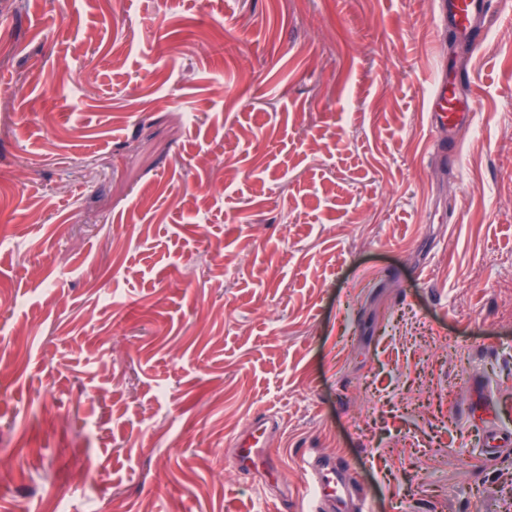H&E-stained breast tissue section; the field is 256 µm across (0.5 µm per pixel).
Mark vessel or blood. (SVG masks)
Returning <instances> with one entry per match:
<instances>
[{"label":"vessel or blood","mask_w":512,"mask_h":512,"mask_svg":"<svg viewBox=\"0 0 512 512\" xmlns=\"http://www.w3.org/2000/svg\"><path fill=\"white\" fill-rule=\"evenodd\" d=\"M438 19L441 25L451 27L459 40L475 45L484 37L489 16L484 8V0H439ZM469 115L468 99L459 95L457 87L449 84L445 75H438L433 86L428 120L441 153L456 151L451 128L458 120ZM278 427L273 417L259 416L234 439L233 458L239 475L262 476L269 486L279 483L281 471L277 460L264 446L266 434ZM509 447H512L511 433L501 434L491 430L483 439L481 455L484 460L494 461ZM306 472L312 498L309 512H324L327 505L344 503L352 498L359 501L358 512H376L369 496L357 495L340 458L308 459Z\"/></svg>","instance_id":"obj_1"}]
</instances>
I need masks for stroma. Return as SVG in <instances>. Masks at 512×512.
Here are the masks:
<instances>
[{"instance_id":"stroma-1","label":"stroma","mask_w":512,"mask_h":512,"mask_svg":"<svg viewBox=\"0 0 512 512\" xmlns=\"http://www.w3.org/2000/svg\"><path fill=\"white\" fill-rule=\"evenodd\" d=\"M0 0V512H512V0ZM466 62L456 158L429 145ZM501 418L472 416L475 394ZM281 483L240 478L259 414ZM107 467L109 482L96 480ZM438 19L453 29L459 40L477 45L487 30L489 15L484 0H440ZM512 445V434H500L494 430L488 431L483 439L481 456L485 461H494L501 457L503 451ZM306 472L309 493L313 499L309 512L335 510L326 506H334L336 500L345 504L347 500H353L357 495L339 457H332L329 460L309 458L306 462Z\"/></svg>"}]
</instances>
